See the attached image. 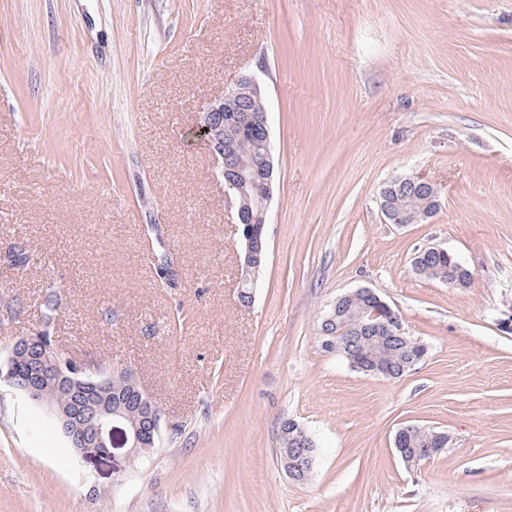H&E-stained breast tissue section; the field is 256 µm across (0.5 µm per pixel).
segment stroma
Here are the masks:
<instances>
[{"instance_id": "35a3bbf8", "label": "stroma", "mask_w": 512, "mask_h": 512, "mask_svg": "<svg viewBox=\"0 0 512 512\" xmlns=\"http://www.w3.org/2000/svg\"><path fill=\"white\" fill-rule=\"evenodd\" d=\"M245 73L276 170L248 306L236 217L189 137ZM408 175L441 206L384 223ZM2 224L36 262L0 266L23 301L0 361L56 294L58 346L133 368L163 430L150 457L85 460L0 382V512H512V0H0ZM431 245L469 287L413 273ZM359 288L428 347L401 378L321 346ZM286 419L315 443L304 482L277 461ZM409 424L451 441L407 467ZM406 189L414 190L423 198L424 204L418 212L407 213L398 204V194ZM381 198V212L388 224H418L431 217L440 206L435 185L420 177L395 178L383 189Z\"/></svg>"}]
</instances>
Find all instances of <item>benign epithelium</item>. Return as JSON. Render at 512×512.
Returning a JSON list of instances; mask_svg holds the SVG:
<instances>
[{"label": "benign epithelium", "instance_id": "1", "mask_svg": "<svg viewBox=\"0 0 512 512\" xmlns=\"http://www.w3.org/2000/svg\"><path fill=\"white\" fill-rule=\"evenodd\" d=\"M263 101V84L256 76L243 74L233 86L224 90L223 96L201 107L194 127V133L204 139L214 158L216 185L224 193V203L234 210L237 224L244 225L239 297L246 305L253 301L260 276V247L255 244L256 236L251 225L267 223L275 188L274 146ZM245 134H252L259 140L258 190L253 180L245 174L237 155L238 140ZM407 189L414 190L423 198V205L417 212L408 213L398 204V194ZM439 206L437 188L420 177H398L390 181L382 191L380 203L388 224H418L435 213ZM365 297L370 301L358 311L356 335L346 337L341 346L333 340H326L323 342L324 349L339 353L344 346L349 350L359 342V336L367 332L403 337L405 331L401 319L372 290L365 288L349 292L337 299L336 303L353 302ZM23 355L33 360V376L37 378L35 383L26 381L30 401L57 421L61 434L75 445L74 452L81 458H102L110 455L115 447H126L127 455H137L142 427L136 416L112 404L108 389L114 371L129 379L131 388L143 395L141 411L150 420V431L160 429L161 415L157 412V405L138 384L131 367L123 363H116L111 369L93 366L77 357L64 361L57 349L42 343V337L36 330L18 337L12 343L7 359L0 362V381L11 386L19 383L16 363ZM62 390L81 394L92 390L99 395V399L78 416L72 413L68 405L57 400L56 393ZM313 450L311 443L301 442L289 449V455L283 456L281 465L290 479H297V472L313 466ZM440 452L439 448H414L410 452L405 448L397 449L398 455L409 467L428 461Z\"/></svg>", "mask_w": 512, "mask_h": 512}]
</instances>
